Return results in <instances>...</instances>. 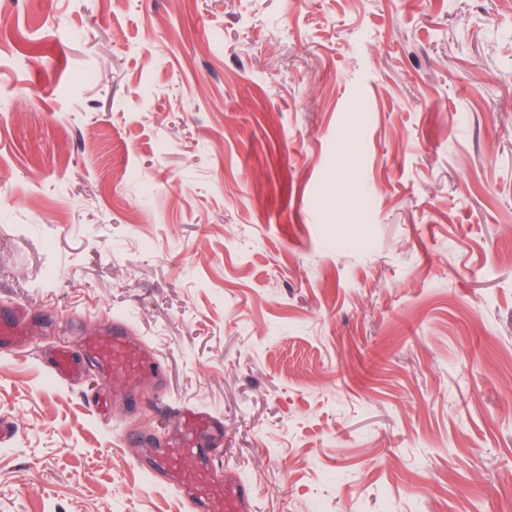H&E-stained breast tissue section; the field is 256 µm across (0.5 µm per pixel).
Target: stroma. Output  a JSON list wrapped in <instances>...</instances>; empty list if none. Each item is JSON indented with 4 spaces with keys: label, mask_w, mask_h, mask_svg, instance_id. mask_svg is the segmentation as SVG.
<instances>
[{
    "label": "stroma",
    "mask_w": 512,
    "mask_h": 512,
    "mask_svg": "<svg viewBox=\"0 0 512 512\" xmlns=\"http://www.w3.org/2000/svg\"><path fill=\"white\" fill-rule=\"evenodd\" d=\"M1 299L0 512H192L179 406L257 512H512V0L0 4ZM103 317L168 408L39 361ZM27 336H29L26 319L20 314H14L7 307L0 304V353L1 355L15 356L27 349Z\"/></svg>",
    "instance_id": "1"
}]
</instances>
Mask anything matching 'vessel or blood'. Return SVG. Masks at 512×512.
Masks as SVG:
<instances>
[{
  "instance_id": "obj_1",
  "label": "vessel or blood",
  "mask_w": 512,
  "mask_h": 512,
  "mask_svg": "<svg viewBox=\"0 0 512 512\" xmlns=\"http://www.w3.org/2000/svg\"><path fill=\"white\" fill-rule=\"evenodd\" d=\"M28 325L22 315L0 306V353L15 356L26 349ZM93 358L107 371L103 397H135L142 382L162 388L165 365L160 354L147 347L120 320H105L78 348L59 345L44 358L55 377L78 380L85 358ZM224 438L222 419L210 412L184 407L165 444L142 449L157 473L172 475L193 512H255V492L230 469L217 467L214 456Z\"/></svg>"
}]
</instances>
